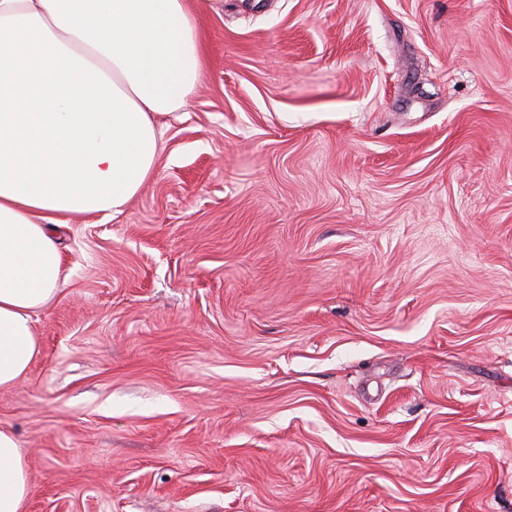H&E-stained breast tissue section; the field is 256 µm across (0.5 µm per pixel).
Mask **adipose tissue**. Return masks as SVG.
<instances>
[{"mask_svg":"<svg viewBox=\"0 0 512 512\" xmlns=\"http://www.w3.org/2000/svg\"><path fill=\"white\" fill-rule=\"evenodd\" d=\"M204 65L186 0H0V389L39 357L34 314L67 284L55 227L140 192L161 163L155 115ZM30 491L0 429V512Z\"/></svg>","mask_w":512,"mask_h":512,"instance_id":"ef3b65f1","label":"adipose tissue"}]
</instances>
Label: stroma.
<instances>
[{
	"mask_svg": "<svg viewBox=\"0 0 512 512\" xmlns=\"http://www.w3.org/2000/svg\"><path fill=\"white\" fill-rule=\"evenodd\" d=\"M207 65L0 390L23 512H512V0H190Z\"/></svg>",
	"mask_w": 512,
	"mask_h": 512,
	"instance_id": "obj_1",
	"label": "stroma"
}]
</instances>
